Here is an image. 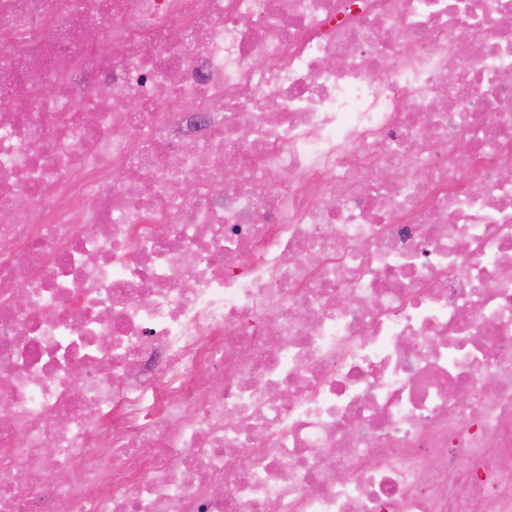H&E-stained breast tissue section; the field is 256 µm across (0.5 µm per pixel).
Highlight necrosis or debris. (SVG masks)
<instances>
[{
  "mask_svg": "<svg viewBox=\"0 0 512 512\" xmlns=\"http://www.w3.org/2000/svg\"><path fill=\"white\" fill-rule=\"evenodd\" d=\"M506 17L0 0V512H512Z\"/></svg>",
  "mask_w": 512,
  "mask_h": 512,
  "instance_id": "obj_1",
  "label": "necrosis or debris"
}]
</instances>
